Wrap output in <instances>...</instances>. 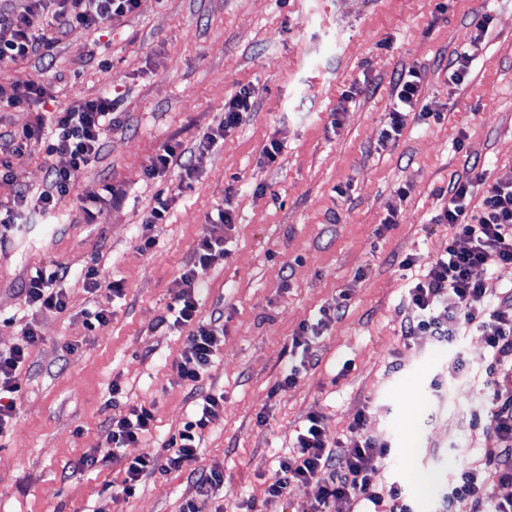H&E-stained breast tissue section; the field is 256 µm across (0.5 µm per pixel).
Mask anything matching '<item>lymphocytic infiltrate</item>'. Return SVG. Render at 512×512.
I'll list each match as a JSON object with an SVG mask.
<instances>
[{"label":"lymphocytic infiltrate","instance_id":"f902f5d3","mask_svg":"<svg viewBox=\"0 0 512 512\" xmlns=\"http://www.w3.org/2000/svg\"><path fill=\"white\" fill-rule=\"evenodd\" d=\"M139 6L140 0H30L28 8L18 13L0 5V109L37 104L42 107L34 122L13 138L11 157L22 156L30 144L40 142L47 153L69 158L67 166L49 168V188L38 197L42 209L51 210L64 203L75 172L98 156L104 131L113 121L116 100L104 93L49 111L44 107V87L11 79L10 66L20 58L48 56L52 40L42 33V23H54L61 29L107 28ZM421 82L420 74L414 70L396 77L390 122L381 132V143L400 135L409 113H416L421 123H429L430 113L415 109ZM474 188L468 179L455 181L449 187L448 205L435 221L453 225L458 240H465L466 245L460 248L456 243L449 244L446 252L431 262L423 279L410 286L406 300L409 316L401 334L407 339L424 335L436 343L450 345L460 324H473L482 330L490 353L489 372L495 377L486 429L496 435L501 446L484 464L467 467L460 473L444 497L443 508L445 512H512V498H499L492 491L493 485L512 483V289H504L501 296L491 299L485 288L486 275L493 266L512 264V174L495 179L482 197H475ZM473 204L478 207L474 214L469 211ZM70 275V269L61 265L35 269L22 289L25 303L63 312L67 302L58 285ZM199 293L198 286L188 284L163 318L164 323L193 328L192 342L177 363L178 375L189 388L192 415L161 450L128 459L122 481L123 493L130 496L143 476L190 471L196 495L185 500L182 512H201L210 490L224 481L220 471L195 467L201 435L224 408L223 394L206 392L199 386L224 343L220 318L199 320ZM346 308L345 300H337L334 306L320 308L313 319L299 326L292 344L301 355L285 368V386L297 383L313 356L314 339L328 321L343 316ZM38 340L34 328H25L20 344L8 353H0V428L11 416L12 395L21 390L17 371ZM153 421V408L146 404L133 407L126 415L108 418L106 429L113 450L138 447L150 434ZM322 421L320 413L308 414L292 450L278 461V478L269 485L268 497L287 498L295 484L315 480L321 482L322 493L309 512H327L330 502L336 500L359 502L360 512H411L400 487L393 485L384 490L372 481L378 461L386 454L385 446L365 437L351 441L345 448H331L323 436Z\"/></svg>","mask_w":512,"mask_h":512}]
</instances>
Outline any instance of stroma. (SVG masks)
<instances>
[{"label": "stroma", "mask_w": 512, "mask_h": 512, "mask_svg": "<svg viewBox=\"0 0 512 512\" xmlns=\"http://www.w3.org/2000/svg\"><path fill=\"white\" fill-rule=\"evenodd\" d=\"M464 53L471 67L457 86L448 62ZM411 68L422 73L418 107L441 119L408 118L381 143L393 81ZM11 75L41 84L61 108L110 91L118 101L98 158L75 174L66 202L22 209L0 244V349L24 326L39 335L0 430V512H180L194 492L188 472L150 474L125 497L115 492L123 461L71 466L109 448L106 419L134 405L153 403L154 426L125 458L162 447L187 421L189 388L175 362L191 329L158 319L184 290L188 267L202 289L200 319L224 315V343L201 382L223 393L224 410L197 461L222 471L224 485L203 512L250 503L255 512H307L318 483L296 485L284 500L267 488L313 411L332 444L350 439L363 414L362 435L389 449L374 482L399 485L414 512H435L460 464L498 447L485 428L481 331L462 327L454 344L439 346L404 339L401 326L410 283L454 236L434 221L449 184L512 171V0H141L106 33L66 29L51 61H18ZM247 84L256 89L251 112L207 145L225 101ZM348 90L352 99L342 100ZM272 141L280 153L269 164L262 151ZM167 142L192 157V174L174 165L146 178ZM67 163L32 145L0 181V208L20 189L38 196L49 168ZM107 183L115 194L88 223L86 199ZM161 191L169 220L152 228L146 249L137 232ZM224 208L233 223H216ZM393 212L397 224L384 227ZM206 234L223 238L224 253L201 265L193 252ZM50 264L72 272L61 313L26 306L21 294L31 269ZM115 280L124 294L110 301L105 287ZM343 293L346 312L313 344L311 365L296 386L279 388L293 333ZM104 307L109 323L87 329V313ZM411 445L430 477L423 492L404 475Z\"/></svg>", "instance_id": "1"}]
</instances>
